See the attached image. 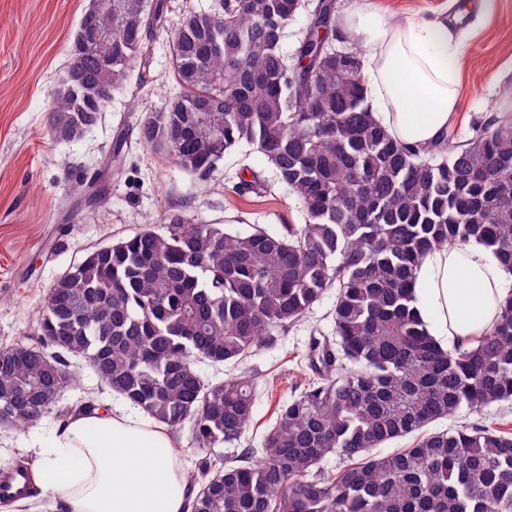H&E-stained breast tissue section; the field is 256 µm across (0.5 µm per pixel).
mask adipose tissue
I'll use <instances>...</instances> for the list:
<instances>
[{
    "label": "adipose tissue",
    "mask_w": 512,
    "mask_h": 512,
    "mask_svg": "<svg viewBox=\"0 0 512 512\" xmlns=\"http://www.w3.org/2000/svg\"><path fill=\"white\" fill-rule=\"evenodd\" d=\"M367 57L368 103L376 120L415 148L444 146L458 98L459 46L447 18L393 25L374 11L344 29ZM413 307L443 348L489 329L512 294V269L472 238L428 254L415 271ZM170 429L131 407H93L56 423L37 450L32 489L62 512H190L187 479Z\"/></svg>",
    "instance_id": "obj_1"
}]
</instances>
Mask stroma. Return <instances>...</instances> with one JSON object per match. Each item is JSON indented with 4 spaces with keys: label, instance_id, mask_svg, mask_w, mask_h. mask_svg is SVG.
I'll use <instances>...</instances> for the list:
<instances>
[{
    "label": "stroma",
    "instance_id": "obj_1",
    "mask_svg": "<svg viewBox=\"0 0 512 512\" xmlns=\"http://www.w3.org/2000/svg\"><path fill=\"white\" fill-rule=\"evenodd\" d=\"M215 0H167L163 26L147 39L149 58L131 82L113 94L101 120L68 143L55 142L48 109L64 77L71 43L88 0H0V349L34 332L55 279L94 248L144 230H160L165 210L248 232L304 223L294 195L281 185L265 157L243 146L226 155L207 178L186 173L156 155L139 138L146 114L160 110L178 86L168 41L183 14L206 10ZM337 28L356 12H380L397 23L443 16L463 33L458 109L448 131L463 141L474 125L512 113V0H476L460 14L450 0H336ZM97 181L106 200L87 205L72 187ZM254 189L235 193L241 182ZM335 290L308 317L258 352L249 366L277 384L260 397L247 438L259 446L279 403L310 375L305 354L310 337H333ZM77 383L60 406L111 405L116 394L101 385L86 362L73 360ZM55 416L20 431L0 426V471L25 457L32 441L48 443Z\"/></svg>",
    "mask_w": 512,
    "mask_h": 512
}]
</instances>
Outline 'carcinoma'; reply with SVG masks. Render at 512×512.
<instances>
[{"mask_svg":"<svg viewBox=\"0 0 512 512\" xmlns=\"http://www.w3.org/2000/svg\"><path fill=\"white\" fill-rule=\"evenodd\" d=\"M307 13L291 52L283 32ZM165 0H112V54L75 40L49 130L70 142L144 65ZM336 0H219L171 37L180 95L140 139L208 177L241 145L264 156L305 223L233 232L169 210L89 252L56 279L33 342L0 350V421L53 414L88 361L98 381L202 454L191 512H512V435L490 424L426 427L512 401V294L492 327L451 350L428 335L409 283L428 253L479 238L512 268V113L433 154L373 118L358 53L334 54ZM336 289L338 343L310 350L314 377L277 409L260 448L242 444L260 393L236 366L274 346ZM413 436L409 448L372 449ZM339 456L342 465L325 471Z\"/></svg>","mask_w":512,"mask_h":512,"instance_id":"obj_1","label":"carcinoma"}]
</instances>
